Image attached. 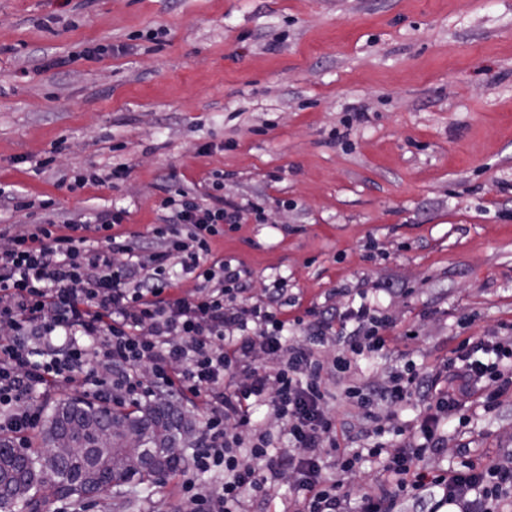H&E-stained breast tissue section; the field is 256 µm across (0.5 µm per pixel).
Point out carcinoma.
<instances>
[{"instance_id": "carcinoma-1", "label": "carcinoma", "mask_w": 512, "mask_h": 512, "mask_svg": "<svg viewBox=\"0 0 512 512\" xmlns=\"http://www.w3.org/2000/svg\"><path fill=\"white\" fill-rule=\"evenodd\" d=\"M34 439L40 444L32 448L0 433V512H40L49 490L78 500L109 489L125 496L131 483L149 490L183 468L197 443L192 424L163 395L132 411L67 400L46 413ZM63 440L80 451L58 457Z\"/></svg>"}]
</instances>
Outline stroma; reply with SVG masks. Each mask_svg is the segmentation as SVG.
<instances>
[{"label":"stroma","instance_id":"obj_1","mask_svg":"<svg viewBox=\"0 0 512 512\" xmlns=\"http://www.w3.org/2000/svg\"><path fill=\"white\" fill-rule=\"evenodd\" d=\"M0 188L30 204H0V248L112 209L146 255L166 199L230 202L243 219L212 248L243 305L279 279L292 317L369 299L396 342L345 382L432 371L467 337L512 340V0H0ZM342 384L327 407L367 447ZM465 443L512 449V396L448 422L440 466L468 465ZM186 477L53 506L185 512Z\"/></svg>","mask_w":512,"mask_h":512}]
</instances>
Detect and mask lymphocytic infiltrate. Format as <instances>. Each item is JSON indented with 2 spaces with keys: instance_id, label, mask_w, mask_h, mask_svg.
I'll return each instance as SVG.
<instances>
[{
  "instance_id": "lymphocytic-infiltrate-1",
  "label": "lymphocytic infiltrate",
  "mask_w": 512,
  "mask_h": 512,
  "mask_svg": "<svg viewBox=\"0 0 512 512\" xmlns=\"http://www.w3.org/2000/svg\"><path fill=\"white\" fill-rule=\"evenodd\" d=\"M168 205L172 214L161 248L147 256L134 238L113 234L124 219L119 211L95 215L93 229L104 242L96 250L81 248L78 237L49 219L0 250V327L11 332L8 343H0V433L33 426L38 409L32 393L63 375L91 386L106 402L117 388L147 399L177 386L197 397L205 414L203 448L193 454L194 476L184 483L198 512H234L248 502H267L285 471L295 473L302 490L288 512H348L344 480L358 457L338 439L336 419L325 408V385L344 378L351 356L392 344L384 333L385 316L362 302L346 315L354 324L346 350L321 356L318 348L331 336L332 322L321 315L288 319L285 282L277 283L264 305L248 310L238 303L240 272L213 259L211 249L222 225L240 223L236 207L204 205L185 192ZM172 260L199 280L195 293L164 298ZM296 325L306 326L310 343L286 347L282 336ZM259 351L280 360V367L259 371L253 359ZM480 351L494 354V362L478 360ZM143 366L151 382L135 378ZM485 377L494 381L493 390L479 388ZM509 393L512 348L474 336L429 373L410 367L380 389L346 387L345 397L371 426L370 456L384 459L381 479L360 494V512H399L406 499L415 512H441L449 505L457 512H512L511 451L464 470L437 465L444 421L454 416L459 426H468L470 405L489 414ZM415 395L423 397L426 414L411 436L394 414H380L379 408L405 404ZM265 398L286 421L292 446L276 458L268 455L270 431L255 428L246 442L236 430L250 423L256 402ZM387 434L403 436L399 452L380 444ZM330 456L337 471L326 478L322 464ZM217 467L224 470L221 483H197L196 474Z\"/></svg>"
}]
</instances>
